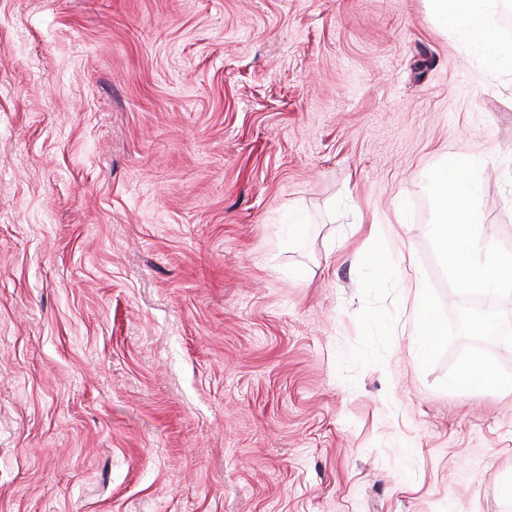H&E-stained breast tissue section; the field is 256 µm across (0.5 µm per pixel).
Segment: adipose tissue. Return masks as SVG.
<instances>
[{
  "mask_svg": "<svg viewBox=\"0 0 512 512\" xmlns=\"http://www.w3.org/2000/svg\"><path fill=\"white\" fill-rule=\"evenodd\" d=\"M431 13L444 26L461 30L469 44L487 62L512 56V46L492 36L488 19L498 0H427ZM422 188L434 199L441 217L438 236L449 263L467 288L493 283V270L512 266V256L498 255L482 235L472 212L478 191L473 160L455 154L440 160L420 176ZM415 351L430 354L448 330L438 318L428 295H421L415 312Z\"/></svg>",
  "mask_w": 512,
  "mask_h": 512,
  "instance_id": "adipose-tissue-1",
  "label": "adipose tissue"
}]
</instances>
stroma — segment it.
Instances as JSON below:
<instances>
[{"mask_svg": "<svg viewBox=\"0 0 512 512\" xmlns=\"http://www.w3.org/2000/svg\"><path fill=\"white\" fill-rule=\"evenodd\" d=\"M446 153L512 254V60L426 0H0V512H512L482 333L413 347ZM357 229L364 230L366 234V243L371 257L373 275L377 280H382L385 278L388 270V257L391 245L385 225L373 223L369 224L367 228H363V223L360 221ZM461 380L479 381L485 386L503 392L512 393V378L498 373L487 360L475 359L465 364Z\"/></svg>", "mask_w": 512, "mask_h": 512, "instance_id": "1", "label": "stroma"}]
</instances>
